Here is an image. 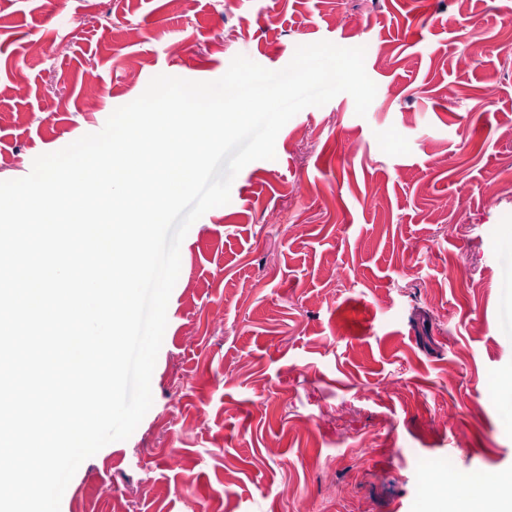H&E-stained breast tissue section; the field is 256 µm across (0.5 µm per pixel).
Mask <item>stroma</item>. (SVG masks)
<instances>
[{
	"mask_svg": "<svg viewBox=\"0 0 512 512\" xmlns=\"http://www.w3.org/2000/svg\"><path fill=\"white\" fill-rule=\"evenodd\" d=\"M103 11L139 38L95 23ZM510 13L512 0H0L5 180L99 132L159 74L214 81L240 54L280 70L326 40L365 47L377 85L366 116L346 93L297 113L274 159L246 165L229 203L191 226L153 404L81 463L61 512H124L143 479L139 512H208L218 491L224 512H428L438 485L512 491V411L498 396L512 381L500 288L512 258L499 251L512 195L487 200L512 167ZM462 28L481 52L467 54ZM66 34V55L33 58L32 42ZM15 153L22 167L8 166Z\"/></svg>",
	"mask_w": 512,
	"mask_h": 512,
	"instance_id": "stroma-1",
	"label": "stroma"
}]
</instances>
